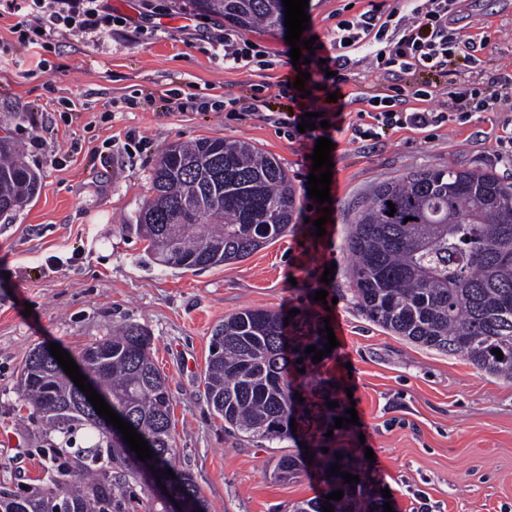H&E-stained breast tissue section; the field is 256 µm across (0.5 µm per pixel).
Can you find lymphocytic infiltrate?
I'll return each mask as SVG.
<instances>
[{"label":"lymphocytic infiltrate","instance_id":"1","mask_svg":"<svg viewBox=\"0 0 512 512\" xmlns=\"http://www.w3.org/2000/svg\"><path fill=\"white\" fill-rule=\"evenodd\" d=\"M458 0H400L398 7L387 16L368 10L337 22L331 40L334 54L330 67L311 61L307 70L319 76L328 92L338 93L337 102L321 107L329 128L299 132L301 117L308 110L296 91L288 97L294 106L290 111L267 115V101L251 96L248 102L230 98L224 105L229 109L245 106L259 119H272L283 136L290 140L311 142L322 137L350 130L353 141L365 147H375L389 133L400 129H438L448 122L466 123L476 112H512V72L495 71L486 80H474L464 75L448 83V99L441 108H425L434 91L430 84L403 83L404 75L417 71H445L456 62L476 68L480 60L475 51L487 48L491 35L474 41L463 38L453 25ZM20 16V37L31 44L39 43L43 34L55 31L87 44H99L112 34L116 20L104 0H0V14ZM212 56L231 68L259 63L262 50L235 30H217L210 41ZM364 49L375 69L394 83L386 92L367 97L368 107L357 114L355 122H346L343 112L346 98L340 92L346 81L345 72L351 62L350 49ZM332 77H325V69Z\"/></svg>","mask_w":512,"mask_h":512}]
</instances>
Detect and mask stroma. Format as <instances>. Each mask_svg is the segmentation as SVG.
Here are the masks:
<instances>
[{
  "label": "stroma",
  "mask_w": 512,
  "mask_h": 512,
  "mask_svg": "<svg viewBox=\"0 0 512 512\" xmlns=\"http://www.w3.org/2000/svg\"><path fill=\"white\" fill-rule=\"evenodd\" d=\"M169 15H150L146 0H107L119 23L97 46L60 34L47 48L19 41L16 16H0V130L40 176L24 209L0 218V488H45L50 440L18 387L37 349L59 344L70 356L123 326L151 338V356L172 396L176 467L192 473L210 512H289L323 496L318 463L293 477L274 474L283 453L304 454L298 438L253 442L225 433L201 383L211 333L245 308L313 311L329 318L338 345L302 376L336 386L341 409L358 424L337 429L335 448L368 472L374 491L389 489L392 512H512V381L468 360L391 334L357 307L345 250L354 208L374 187L427 167L493 170L512 182V159L498 143L512 134V114L480 112L434 131L404 129L365 149L337 135L333 203L326 233L313 235L308 209V149L248 113L172 112L174 93L231 97L265 86L270 109L291 108L280 91L296 80L283 32H247L273 65L228 68L210 55L206 30L220 27L184 0ZM395 0H309L314 53L330 55L339 19ZM454 25L479 39L486 70L512 72V0H460ZM343 86L351 112L384 81L364 51ZM39 141H32V134ZM198 138L250 142L287 168L298 198L295 222L281 239L240 261L200 273L149 260L131 224L151 194L152 169L172 143ZM334 267L329 285L320 279ZM327 289L332 308L316 301ZM373 459H366V450Z\"/></svg>",
  "instance_id": "stroma-1"
}]
</instances>
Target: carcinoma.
Instances as JSON below:
<instances>
[{"instance_id":"carcinoma-1","label":"carcinoma","mask_w":512,"mask_h":512,"mask_svg":"<svg viewBox=\"0 0 512 512\" xmlns=\"http://www.w3.org/2000/svg\"><path fill=\"white\" fill-rule=\"evenodd\" d=\"M205 16L249 31L284 27L282 0H187ZM34 171L17 159L13 144L0 139V216L27 206L38 185ZM152 196L130 225L147 241L145 252L159 265L205 271L247 258L288 232L297 210L288 171L273 155L245 141L199 138L170 145L152 173ZM396 213L389 216L388 203ZM411 221H406V218ZM345 248L353 257L351 279L359 309L390 333L448 355L465 357L478 370L512 380V184L492 172L423 168L379 184L370 201L353 212ZM312 315L286 333L275 311L243 309L224 318L211 337L201 376L204 394L224 430L256 442L281 441L298 430L335 429L336 392L325 384L312 399L294 398L300 370L315 366L306 348L325 349ZM151 336L127 326L88 345L79 360L91 365L98 391L112 398L147 444L159 472L174 469L176 448L167 378L150 357ZM499 349L503 359L491 353ZM25 362L22 397L39 415L41 428L63 437L51 449L48 491L0 495V512H52L62 496L77 512H138L136 488L146 485L138 457L109 437L91 412L68 403L71 380L52 363ZM303 363H297V359ZM322 463L330 491L339 463L336 449H311ZM300 460L279 456L277 474L295 475ZM365 477L341 487L334 512H377L365 494ZM171 493L186 495L194 512H210L192 475L175 472Z\"/></svg>"}]
</instances>
